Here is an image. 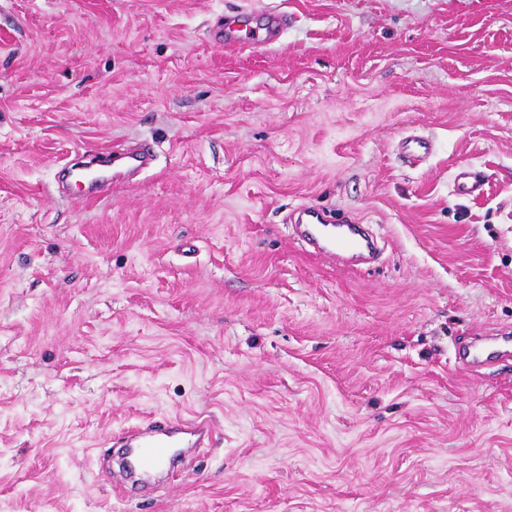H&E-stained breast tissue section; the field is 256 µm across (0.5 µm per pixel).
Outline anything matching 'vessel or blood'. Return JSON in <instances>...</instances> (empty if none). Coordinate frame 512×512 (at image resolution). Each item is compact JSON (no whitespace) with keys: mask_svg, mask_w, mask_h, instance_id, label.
I'll list each match as a JSON object with an SVG mask.
<instances>
[{"mask_svg":"<svg viewBox=\"0 0 512 512\" xmlns=\"http://www.w3.org/2000/svg\"><path fill=\"white\" fill-rule=\"evenodd\" d=\"M284 27L282 14L268 12L258 21L252 12L239 11L225 16L223 24L213 31L211 39L216 44L231 47L241 37L247 36L260 46L268 47L279 41ZM400 151L408 163L415 165L430 155L432 144L423 136L408 135L401 139ZM154 160L152 146L143 143L122 155H98V177L96 181L88 182L87 187L92 190L100 183L125 181L133 173L149 169ZM486 182L484 171L464 163L454 173L453 189L463 196H477L483 192ZM300 235L326 253L357 252L363 255L365 262L374 260V240L365 238L358 225L331 223L321 209L307 207L302 210ZM212 436L213 430L203 418L149 417L124 432L122 446L131 468L164 471L171 475L175 472L172 465L173 449L202 448Z\"/></svg>","mask_w":512,"mask_h":512,"instance_id":"vessel-or-blood-1","label":"vessel or blood"}]
</instances>
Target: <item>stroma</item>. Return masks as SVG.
I'll list each match as a JSON object with an SVG mask.
<instances>
[{
    "label": "stroma",
    "mask_w": 512,
    "mask_h": 512,
    "mask_svg": "<svg viewBox=\"0 0 512 512\" xmlns=\"http://www.w3.org/2000/svg\"><path fill=\"white\" fill-rule=\"evenodd\" d=\"M249 8L278 43L211 42ZM142 141L135 181L60 190ZM302 205L377 264L299 241ZM501 333L512 0H0V512H512V355L457 357ZM149 416L215 442L125 500L105 439ZM400 151L408 163L415 165L431 154L432 144L423 136L408 135L401 139ZM487 182L484 171L477 170L469 164H461L457 167L453 176V189L458 195L478 196Z\"/></svg>",
    "instance_id": "1"
}]
</instances>
